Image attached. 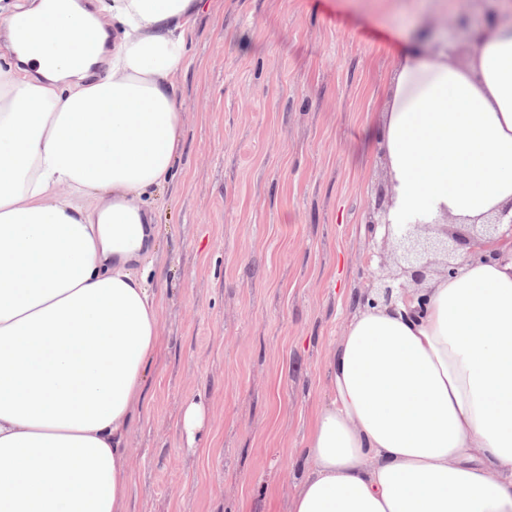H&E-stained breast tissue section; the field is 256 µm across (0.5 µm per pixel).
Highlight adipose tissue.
I'll use <instances>...</instances> for the list:
<instances>
[{
    "label": "adipose tissue",
    "mask_w": 512,
    "mask_h": 512,
    "mask_svg": "<svg viewBox=\"0 0 512 512\" xmlns=\"http://www.w3.org/2000/svg\"><path fill=\"white\" fill-rule=\"evenodd\" d=\"M201 0H97L112 26L72 58L76 0L0 7L43 44L37 77L0 63V512H127L128 447L164 345L148 199L182 151L175 78ZM465 44L392 25L405 45L366 140L382 153L381 226L433 236L512 223V0ZM460 247L414 301H358L334 391L298 451L290 512H512V240Z\"/></svg>",
    "instance_id": "1"
}]
</instances>
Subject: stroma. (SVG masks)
I'll return each instance as SVG.
<instances>
[{"mask_svg": "<svg viewBox=\"0 0 512 512\" xmlns=\"http://www.w3.org/2000/svg\"><path fill=\"white\" fill-rule=\"evenodd\" d=\"M415 9L203 0L177 78L183 150L157 192L166 347L129 434L128 512H289L336 341L362 293L406 274L392 237L361 230L385 183L359 129L389 93L365 20ZM203 407L200 403L188 404L183 418V428L186 434L188 448H198L197 433L201 429Z\"/></svg>", "mask_w": 512, "mask_h": 512, "instance_id": "1", "label": "stroma"}]
</instances>
